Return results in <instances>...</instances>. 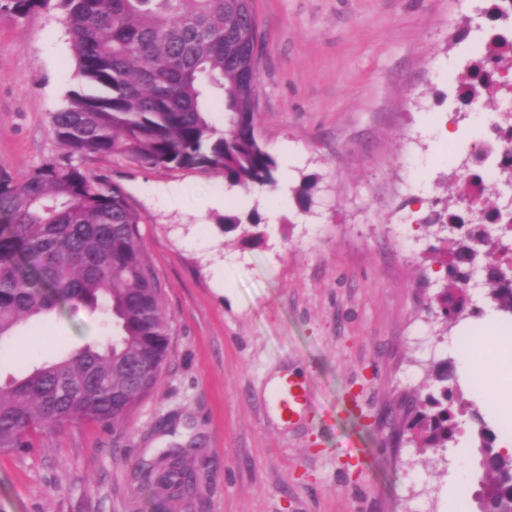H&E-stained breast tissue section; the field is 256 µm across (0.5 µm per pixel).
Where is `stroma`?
Instances as JSON below:
<instances>
[{
    "label": "stroma",
    "instance_id": "35a3bbf8",
    "mask_svg": "<svg viewBox=\"0 0 512 512\" xmlns=\"http://www.w3.org/2000/svg\"><path fill=\"white\" fill-rule=\"evenodd\" d=\"M487 5L254 0L259 137L298 155L278 218L214 172L84 158L142 218L169 356L124 426L46 428L32 449L0 453V512H448L454 474L472 497L471 417L435 452L397 443L396 429L402 399L428 392L431 365L450 355L430 306L446 268L426 219L477 137L446 75L466 63ZM80 83L61 9L0 15V176L60 154L50 115ZM229 209L258 210L261 239L224 233ZM27 332L0 349L1 380L113 328L74 305ZM275 369L306 390L294 420L269 401ZM170 450L197 485L165 509L138 473Z\"/></svg>",
    "mask_w": 512,
    "mask_h": 512
}]
</instances>
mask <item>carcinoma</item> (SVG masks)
<instances>
[{
    "mask_svg": "<svg viewBox=\"0 0 512 512\" xmlns=\"http://www.w3.org/2000/svg\"><path fill=\"white\" fill-rule=\"evenodd\" d=\"M52 0H4L0 10L17 18L49 8ZM65 12L83 88L52 113L51 132L64 154L47 157L19 178L0 176V344L20 324L81 304L115 322L117 334L85 344L0 384V452L33 447L42 428L72 422L121 426L158 383L168 356L169 325L161 291L147 264L138 224L126 194L89 175L77 160L121 157L156 169L199 168L224 175L245 193L278 190L276 157L254 131L260 57L258 21L242 0H57ZM487 14L502 21L467 73L448 82L461 100L480 89L499 90L495 74L512 69V23L498 0ZM224 104V123L211 103ZM472 208L495 220L503 240L512 223L501 219L495 193L483 187ZM457 202L448 200L428 224L438 227L434 254L448 255L447 277L433 298L442 331L468 310L466 288L483 272L487 297L512 316V248L499 255L478 246L487 224H455ZM459 232V237L441 236ZM448 360L435 363L434 390L417 395L403 423L424 451L446 448L458 422L448 387ZM460 411L476 421L472 431L480 489L474 512H512V455L496 446L497 432L470 402ZM159 499L188 490L195 478L170 453L146 475Z\"/></svg>",
    "mask_w": 512,
    "mask_h": 512,
    "instance_id": "1",
    "label": "carcinoma"
}]
</instances>
